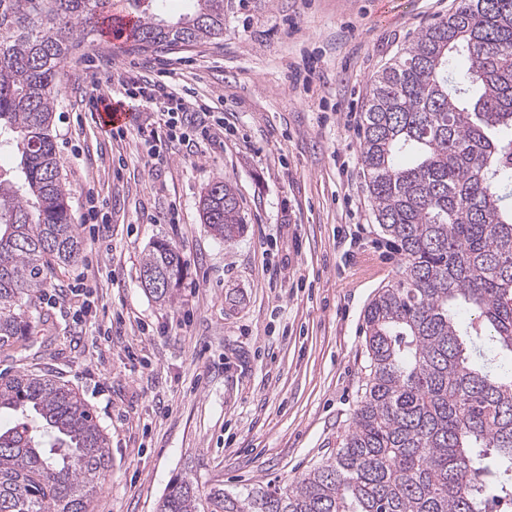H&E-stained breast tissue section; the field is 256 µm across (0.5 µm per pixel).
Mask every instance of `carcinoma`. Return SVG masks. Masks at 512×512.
<instances>
[{"mask_svg": "<svg viewBox=\"0 0 512 512\" xmlns=\"http://www.w3.org/2000/svg\"><path fill=\"white\" fill-rule=\"evenodd\" d=\"M139 51L224 34V0H194L174 23L155 0H120ZM114 0H0V134L20 155L0 168V346L82 241L52 135L62 64L77 28ZM362 158L376 219L405 266L364 312L369 374L339 448L291 485L237 491L174 479L157 512H492L512 502V0H458L371 82ZM214 238L243 232L234 186L200 201ZM184 260L158 241L146 288L170 302ZM474 313L464 324L456 310ZM0 512H92L109 439L73 389L43 374L0 375Z\"/></svg>", "mask_w": 512, "mask_h": 512, "instance_id": "cac0c4a2", "label": "carcinoma"}]
</instances>
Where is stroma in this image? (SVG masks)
Listing matches in <instances>:
<instances>
[{"mask_svg": "<svg viewBox=\"0 0 512 512\" xmlns=\"http://www.w3.org/2000/svg\"><path fill=\"white\" fill-rule=\"evenodd\" d=\"M457 0H226L222 37L146 52L79 35L63 63L53 135L79 259L36 293L31 328L0 348V372L52 375L79 392L110 439L94 512H156L167 485L292 483L338 448L367 380L364 311L404 259L377 223L361 158L371 79ZM308 89L291 72L309 63ZM172 73L224 117V141L171 147L159 171L135 132L103 133L89 104L118 78ZM237 190L244 231L202 224L209 184ZM104 199L103 239L84 225ZM180 250L173 303L139 270L153 242ZM81 296L66 288L80 272ZM88 314L73 321L76 301ZM111 341H104V332Z\"/></svg>", "mask_w": 512, "mask_h": 512, "instance_id": "35a3bbf8", "label": "stroma"}]
</instances>
